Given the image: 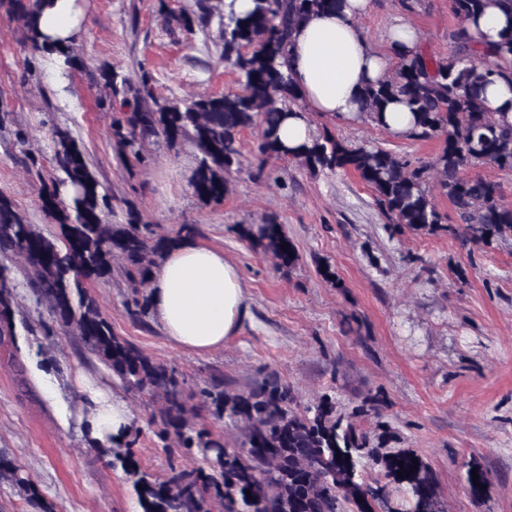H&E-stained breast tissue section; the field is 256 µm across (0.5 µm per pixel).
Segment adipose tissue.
<instances>
[{
    "label": "adipose tissue",
    "instance_id": "1",
    "mask_svg": "<svg viewBox=\"0 0 512 512\" xmlns=\"http://www.w3.org/2000/svg\"><path fill=\"white\" fill-rule=\"evenodd\" d=\"M372 8L373 0H342L338 9L310 16L295 30L285 70L302 100L280 127L287 147L310 138L311 115L355 119L365 86L390 74L398 55L420 48L418 30L398 22L388 30L387 49H376L361 25ZM148 296L164 335L199 353L222 348L249 316L238 267L223 251L191 242L171 249L158 262ZM79 385L93 438L108 445L130 430L133 416L124 401L101 392L88 379H80Z\"/></svg>",
    "mask_w": 512,
    "mask_h": 512
}]
</instances>
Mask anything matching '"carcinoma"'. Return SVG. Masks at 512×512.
I'll return each mask as SVG.
<instances>
[{
	"instance_id": "obj_1",
	"label": "carcinoma",
	"mask_w": 512,
	"mask_h": 512,
	"mask_svg": "<svg viewBox=\"0 0 512 512\" xmlns=\"http://www.w3.org/2000/svg\"><path fill=\"white\" fill-rule=\"evenodd\" d=\"M47 0H0V8L18 15L31 60L57 55L62 75L86 70L73 40L44 35L40 29ZM340 0H251L236 14L216 10L207 0L196 9L159 11L172 29L204 31L218 19L221 58L239 76L240 88L221 95H155L152 72L140 68L133 81L108 64L88 74L89 88H102L119 102L112 118V140L120 159L145 162V141L162 138L170 147L191 145L196 167L191 182L203 204H220L231 190L232 173L240 168V136L261 127L260 154L267 160H293L312 174L355 173L372 191L374 203L390 227L425 234L450 230L437 209L434 193L448 197L459 219L465 244L488 246L512 238V204L501 186L469 169L492 166L512 171V120L492 112L484 94L493 79L512 84V73L498 60L512 55V23L487 48L478 49L470 25L489 10L512 16V0H449L458 19L448 30L452 52L445 58L414 53L400 58L390 75L363 91L362 120L385 128L384 115L394 102L404 103L412 127L404 137L442 139L428 161L412 164L378 145L352 144L331 132L311 136L293 150L282 144L284 115L300 106L291 77L279 69L295 28L310 15L335 10ZM13 146L41 174L46 160L53 174L42 180V210L60 234L49 238L36 229L8 196L0 193V336L13 329L17 288L25 286L51 321L47 335H70L93 366H102L112 383L162 399L151 423L160 425L163 442L174 438L187 453L198 452L201 464L187 469L170 466L162 477L141 470L133 446L140 431L128 432L115 446L93 442L92 449L112 456V467L133 479L141 512H346L354 505L370 512L384 500L381 480L398 484L407 512H438L437 479L412 450L388 446L385 424L377 444L352 418L380 417L379 401L366 398L350 414L336 409L335 396L324 393L304 409L293 390L271 375L240 391L212 379L200 389L202 403L218 419L240 427L233 442H219L189 416L175 370L151 359L134 343L117 335L85 289L91 279L122 274L133 288L128 313L137 321L148 314L142 289L153 268L179 239L157 236L127 209L124 224L112 223V197L91 168L84 147L66 126H51L45 150L29 151V133L17 128ZM248 239L287 271L299 261L293 240L274 215L241 227ZM288 244V250L281 245ZM415 467L414 473L398 471ZM377 470L372 477L370 469ZM8 481L28 500L37 492L28 474L5 449H0V482Z\"/></svg>"
}]
</instances>
